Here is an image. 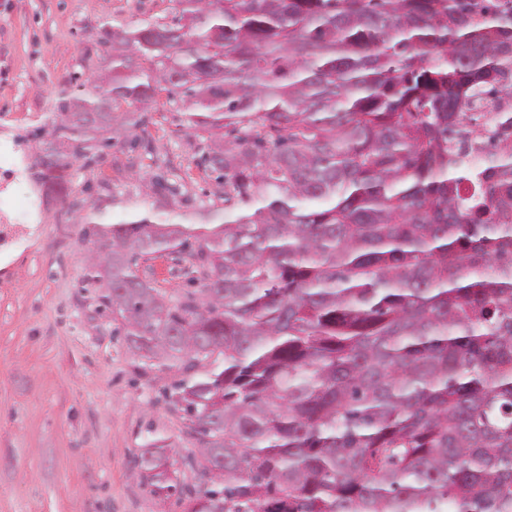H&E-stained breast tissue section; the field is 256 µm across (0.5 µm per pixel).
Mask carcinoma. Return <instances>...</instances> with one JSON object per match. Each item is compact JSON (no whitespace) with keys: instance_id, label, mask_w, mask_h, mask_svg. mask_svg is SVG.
I'll list each match as a JSON object with an SVG mask.
<instances>
[{"instance_id":"cac0c4a2","label":"carcinoma","mask_w":512,"mask_h":512,"mask_svg":"<svg viewBox=\"0 0 512 512\" xmlns=\"http://www.w3.org/2000/svg\"><path fill=\"white\" fill-rule=\"evenodd\" d=\"M104 33L105 73L61 92L35 176L62 200L89 150L162 91L224 206L139 178L180 224L99 219L84 282L218 469L183 512H512V141L452 143L474 101L512 123V0H169ZM90 108L88 126L65 113ZM259 207L249 212L242 206ZM187 254L200 287L138 274Z\"/></svg>"}]
</instances>
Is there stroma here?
Returning a JSON list of instances; mask_svg holds the SVG:
<instances>
[{"label":"stroma","instance_id":"obj_1","mask_svg":"<svg viewBox=\"0 0 512 512\" xmlns=\"http://www.w3.org/2000/svg\"><path fill=\"white\" fill-rule=\"evenodd\" d=\"M167 8L166 0H0V140L22 172L8 179L16 206L35 192L31 154L51 129L59 91L101 71L103 32ZM146 120L151 155L111 147L78 166L73 189L84 207L115 220L149 208L137 178L154 158L176 169L183 195L216 191L194 164L182 114L153 107ZM112 185L131 197L113 204ZM87 230L51 202L29 237L0 254V512H183L134 470L143 446L162 438L179 479L193 480L182 463L192 448L183 423L158 400L175 376L144 368L118 324L99 313L98 289L83 285Z\"/></svg>","mask_w":512,"mask_h":512}]
</instances>
